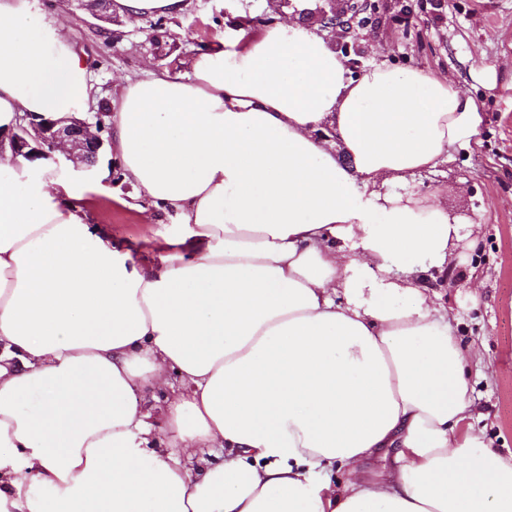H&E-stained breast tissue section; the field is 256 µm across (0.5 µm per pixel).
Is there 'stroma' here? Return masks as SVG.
<instances>
[{
	"label": "stroma",
	"instance_id": "35a3bbf8",
	"mask_svg": "<svg viewBox=\"0 0 512 512\" xmlns=\"http://www.w3.org/2000/svg\"><path fill=\"white\" fill-rule=\"evenodd\" d=\"M348 41L350 68L360 73L374 60L423 68L451 80L478 105L482 124L470 142L455 146L447 163L417 174L412 187L438 191V199L463 224L446 276L429 279L451 318L469 364L477 414L471 425L490 447L512 456V0H374ZM225 0H190L177 17L147 16L138 23L106 24L69 0H37L88 62L95 93L86 117L110 109L123 78L149 71L182 73V60L224 30ZM171 44L154 53L155 38ZM92 172H73L78 205L133 261L159 253L165 225L178 223L145 203L123 180L121 166L102 152ZM109 168L107 178L97 171Z\"/></svg>",
	"mask_w": 512,
	"mask_h": 512
}]
</instances>
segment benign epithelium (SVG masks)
<instances>
[{
  "label": "benign epithelium",
  "instance_id": "obj_1",
  "mask_svg": "<svg viewBox=\"0 0 512 512\" xmlns=\"http://www.w3.org/2000/svg\"><path fill=\"white\" fill-rule=\"evenodd\" d=\"M80 8L103 22H114L112 15L106 13L107 0H78ZM343 6L328 13L322 11L316 15L321 26L333 37L342 40V46L349 47L344 38L352 30L351 22L358 15L372 8L369 0H341ZM105 112L96 113L95 120L84 118L78 113L55 118L34 114L24 115L9 136V145L0 138V157L6 153L16 157L37 156L59 151L74 167L91 170L97 161L105 140L101 132L105 128Z\"/></svg>",
  "mask_w": 512,
  "mask_h": 512
}]
</instances>
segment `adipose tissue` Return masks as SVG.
<instances>
[{
    "label": "adipose tissue",
    "mask_w": 512,
    "mask_h": 512,
    "mask_svg": "<svg viewBox=\"0 0 512 512\" xmlns=\"http://www.w3.org/2000/svg\"><path fill=\"white\" fill-rule=\"evenodd\" d=\"M229 13L110 117L124 179L180 219L162 254L99 236L51 156L0 159V512H512L425 283L463 226L408 188L477 134L475 102L421 68L353 74L316 22ZM85 73L33 0H0V135L77 111Z\"/></svg>",
    "instance_id": "obj_1"
}]
</instances>
